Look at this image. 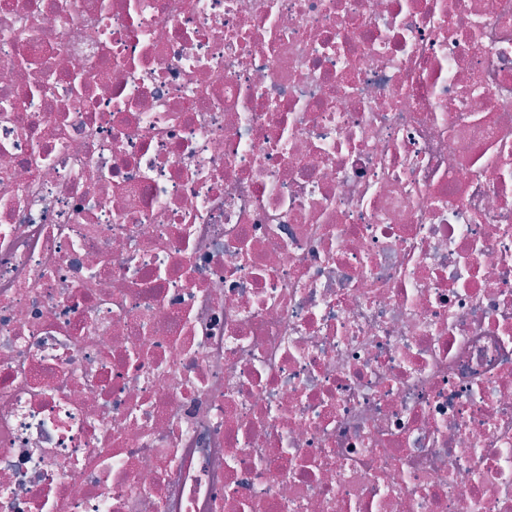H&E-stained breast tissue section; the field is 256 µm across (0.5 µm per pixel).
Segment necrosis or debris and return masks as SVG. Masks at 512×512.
Masks as SVG:
<instances>
[{"label": "necrosis or debris", "mask_w": 512, "mask_h": 512, "mask_svg": "<svg viewBox=\"0 0 512 512\" xmlns=\"http://www.w3.org/2000/svg\"><path fill=\"white\" fill-rule=\"evenodd\" d=\"M0 512H512V0H0Z\"/></svg>", "instance_id": "1"}]
</instances>
